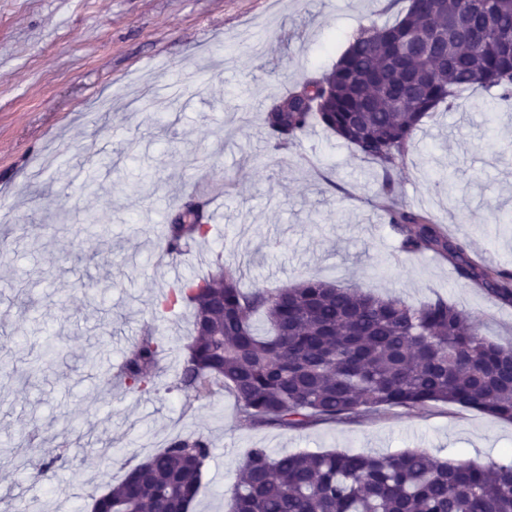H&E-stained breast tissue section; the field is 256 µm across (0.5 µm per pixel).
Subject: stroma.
<instances>
[{
	"label": "stroma",
	"instance_id": "35a3bbf8",
	"mask_svg": "<svg viewBox=\"0 0 512 512\" xmlns=\"http://www.w3.org/2000/svg\"><path fill=\"white\" fill-rule=\"evenodd\" d=\"M396 14L391 0H0V444L36 460L71 446L50 482L0 462V502L89 512L179 434L212 444L193 512H225L253 448H419L479 465L512 451L511 423L440 403L355 424L242 425L230 393L172 389L183 307L162 322L158 391L107 380L176 275L219 261L246 291L320 278L413 305L441 297L486 338H512V305L433 253L399 251L376 164L319 126L276 150L259 125L270 95L329 71L361 24ZM494 97L467 91L440 108L393 179L473 259L512 269V223L498 221L512 216V102L488 109ZM139 180L142 195L125 192ZM190 199L213 230L175 267L162 241ZM92 209L111 223H87Z\"/></svg>",
	"mask_w": 512,
	"mask_h": 512
}]
</instances>
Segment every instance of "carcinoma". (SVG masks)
<instances>
[{
    "instance_id": "cac0c4a2",
    "label": "carcinoma",
    "mask_w": 512,
    "mask_h": 512,
    "mask_svg": "<svg viewBox=\"0 0 512 512\" xmlns=\"http://www.w3.org/2000/svg\"><path fill=\"white\" fill-rule=\"evenodd\" d=\"M430 33L438 69L400 48ZM512 99V0L484 16L473 0H407L389 22L359 27L331 70L272 95L261 124L275 150L319 125L382 171L377 192L401 250L431 251L494 301L512 304V271L474 260L429 214L399 200L392 173L404 164L424 119L469 89ZM166 228V252L184 255L209 237L210 217L187 212ZM191 308L192 332L174 386L197 400L228 389L247 426L305 429L354 423L380 409L443 403L512 423V342L479 335L471 316L437 298L419 307L354 284L308 279L245 292L219 271L175 281L117 374L127 389L158 390L165 351L160 321ZM262 313L269 324L258 334ZM211 443L177 435L94 499L93 512H191ZM228 512H512V453L489 466L439 459L421 449L385 455L274 453L253 448Z\"/></svg>"
}]
</instances>
